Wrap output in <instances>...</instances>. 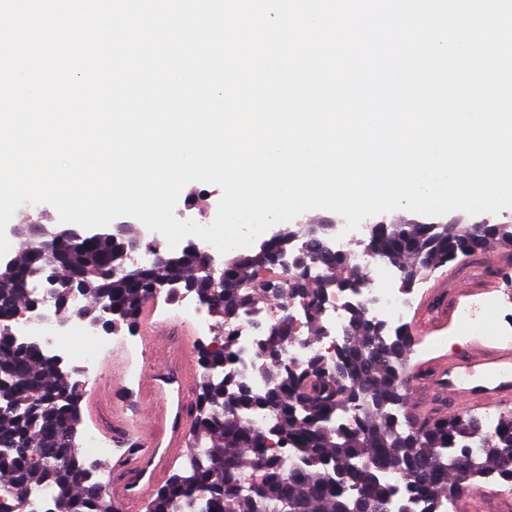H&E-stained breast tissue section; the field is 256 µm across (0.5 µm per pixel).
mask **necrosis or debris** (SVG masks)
Returning <instances> with one entry per match:
<instances>
[{
	"label": "necrosis or debris",
	"instance_id": "4bbe7bcc",
	"mask_svg": "<svg viewBox=\"0 0 512 512\" xmlns=\"http://www.w3.org/2000/svg\"><path fill=\"white\" fill-rule=\"evenodd\" d=\"M328 240L329 247L346 256L351 269L374 276L377 285L369 288H350L327 298L320 314V334L317 338L303 336L302 310L295 300L272 297L263 304L243 312L230 326L224 329V344L233 355L230 369L235 380L246 383L257 394L265 393L268 381L255 360L260 343L258 324H276L290 320L294 335L281 352L283 360L305 363L318 357L328 365L336 361L348 326L351 311L364 308L369 318L391 328L403 327L404 318L413 304L412 289L403 286V270H390L384 259L367 249L366 228L346 234L341 226H333ZM16 339L30 343L34 349L56 358H66V339L83 336L89 342L88 351L79 357L78 363L84 377H91L97 370L101 353L109 351L115 341L111 334H97L74 317L60 312L52 303L46 302L31 310L29 315L12 323Z\"/></svg>",
	"mask_w": 512,
	"mask_h": 512
}]
</instances>
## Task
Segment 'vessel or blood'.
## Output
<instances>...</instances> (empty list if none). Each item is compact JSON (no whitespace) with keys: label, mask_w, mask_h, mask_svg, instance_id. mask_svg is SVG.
<instances>
[{"label":"vessel or blood","mask_w":512,"mask_h":512,"mask_svg":"<svg viewBox=\"0 0 512 512\" xmlns=\"http://www.w3.org/2000/svg\"><path fill=\"white\" fill-rule=\"evenodd\" d=\"M456 292L437 291L426 320L446 318L456 307ZM147 303L140 326L145 368L136 391L110 403L106 431L117 452L107 462L106 487L122 512H138L161 487L183 456L197 403V374L182 344L172 343L166 324ZM440 403L464 401L469 408L512 406V348H487L463 358H443L412 380Z\"/></svg>","instance_id":"b4317fda"}]
</instances>
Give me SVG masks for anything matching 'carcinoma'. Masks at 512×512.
Listing matches in <instances>:
<instances>
[{
  "mask_svg": "<svg viewBox=\"0 0 512 512\" xmlns=\"http://www.w3.org/2000/svg\"><path fill=\"white\" fill-rule=\"evenodd\" d=\"M328 231L327 224L288 227L272 244L224 263L219 283L195 248L151 268L113 269L109 256L137 237L128 224L49 248L44 238L27 237V250L0 269V490L21 504L32 487L45 484L54 491L53 512H115L77 451L79 391L61 381L53 359L20 346L11 332L14 311L39 303L29 282L49 258L63 278L82 276L92 304L77 310L81 316L111 306L131 327L164 282L177 279L230 322L257 301L247 281L274 269L276 253L300 239L305 263L289 281L288 296L303 300L306 321L318 332L326 296L366 283L344 256L327 249ZM492 240L512 249V224L472 229L399 218L372 226L368 246L403 267L411 286L437 265L482 253ZM313 266L324 272L312 287L303 272ZM263 335L256 352L269 382L263 395L234 382L224 346L199 348L203 376L188 462L148 512H448V503L492 479L512 487V411L489 431L472 414L440 415L419 428L410 421L407 331L392 335L354 308L331 369L319 357L304 364L279 359L292 336L288 321ZM259 409L274 414L266 430L250 422ZM33 443L42 448L37 460L28 451ZM288 460L293 467L286 473ZM249 471L256 477L246 485Z\"/></svg>",
  "mask_w": 512,
  "mask_h": 512,
  "instance_id": "cac0c4a2",
  "label": "carcinoma"
}]
</instances>
